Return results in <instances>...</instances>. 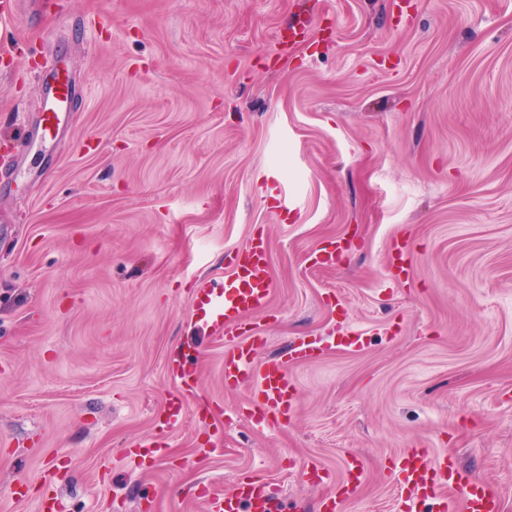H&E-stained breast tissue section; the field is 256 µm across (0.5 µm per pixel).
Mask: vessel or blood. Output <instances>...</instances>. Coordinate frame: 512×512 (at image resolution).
<instances>
[{
	"instance_id": "obj_1",
	"label": "vessel or blood",
	"mask_w": 512,
	"mask_h": 512,
	"mask_svg": "<svg viewBox=\"0 0 512 512\" xmlns=\"http://www.w3.org/2000/svg\"><path fill=\"white\" fill-rule=\"evenodd\" d=\"M69 91L62 83L50 85L42 97V118L39 127L41 141L56 139L67 114ZM348 247L337 240L320 247L314 257L321 265L339 264ZM269 246L263 230H255L246 246L231 258V271L222 278H203L193 290L194 315L209 334L225 343L224 384L235 388L251 383L255 386L253 421L260 426H272L290 415L295 393L287 376L288 359L312 358L320 344L315 340L299 339L289 350L288 358H277L254 366L264 336L253 332L241 336L243 320L266 310L273 288L268 273ZM194 345H187L170 361L169 370L181 388L180 397L165 409L164 425L172 431L190 413L195 401L198 376L193 364ZM306 481L320 487L318 512H345L355 498L364 479V467L357 456L345 462L342 479H335L325 468L308 466ZM397 483L409 491L412 498L428 501L441 498L444 490H457L463 497L464 512H501V501L487 482L460 479L454 461L448 456H435L422 448H412L398 459ZM196 501L203 512H288L284 497L276 484L260 477L237 480L222 493L201 485Z\"/></svg>"
}]
</instances>
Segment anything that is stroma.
<instances>
[{"mask_svg": "<svg viewBox=\"0 0 512 512\" xmlns=\"http://www.w3.org/2000/svg\"><path fill=\"white\" fill-rule=\"evenodd\" d=\"M299 11L307 34L280 52ZM61 68L65 130L26 149L40 78ZM8 162L0 512H201L200 484L256 475L311 510L302 469L339 476L353 454L346 512H402L391 463L411 448L452 456L512 512V0H16L0 18ZM259 227L274 290L250 318L256 362L326 346L289 362L295 407L264 428L192 314L196 279L224 276ZM339 238L341 264L315 266ZM352 326L364 347L334 346ZM187 343L209 420L163 434ZM160 434L145 469L125 460Z\"/></svg>", "mask_w": 512, "mask_h": 512, "instance_id": "1", "label": "stroma"}]
</instances>
